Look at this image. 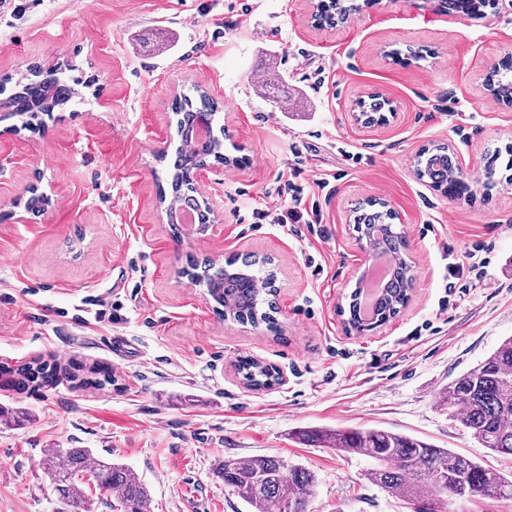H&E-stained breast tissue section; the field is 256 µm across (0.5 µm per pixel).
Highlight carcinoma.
Instances as JSON below:
<instances>
[{"mask_svg":"<svg viewBox=\"0 0 512 512\" xmlns=\"http://www.w3.org/2000/svg\"><path fill=\"white\" fill-rule=\"evenodd\" d=\"M321 8L313 20L319 24L340 20L347 10L336 7V0H318ZM490 7V0H448V9L478 14ZM76 71L66 64L53 70L31 69V77L15 83L6 94L0 85V112L23 119L31 128L39 115L50 113L82 97L85 82L65 74ZM494 85L501 97L512 99V76L494 72ZM196 97L183 95L172 111L178 116L181 144L169 173V224H178L177 214L189 210L194 222L207 223L208 202L194 196V173L213 162L223 163L224 141L212 129H203L201 118L215 121L218 106L201 86L193 87ZM416 174L445 189L451 198L460 197L465 187L448 147L437 144L419 152ZM389 211L372 210L354 216L357 229L373 238L374 246L393 256L395 268L379 303L376 317L386 320L397 313L411 288L410 265L404 256L403 236L389 224ZM190 279L204 285L217 305L216 311L236 322L278 326L273 316L272 295L275 272L270 262L257 257L233 258L220 265L207 261L193 263L186 271ZM237 371L254 388L276 383L274 368L254 359H242ZM59 380L57 367L46 362H29L19 367L0 365V390L42 389ZM439 405L448 409L450 419L467 429L485 448L512 456V336L504 339L486 358L472 366L444 388ZM300 440L323 443L340 454H357L372 461L365 478L388 495L419 504L415 512H447L450 499L485 496L512 501V475L485 468L473 459L448 448H437L408 435L384 428L329 429L305 431ZM53 493L55 512H88L84 476L103 492L115 494L120 512H150L151 496L147 483L127 466L110 460H95L87 448L50 449L44 459ZM224 484L251 508V512H310L317 487L316 474L301 464L278 456L259 455L224 461L220 471Z\"/></svg>","mask_w":512,"mask_h":512,"instance_id":"obj_1","label":"carcinoma"}]
</instances>
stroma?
<instances>
[{
	"mask_svg": "<svg viewBox=\"0 0 512 512\" xmlns=\"http://www.w3.org/2000/svg\"><path fill=\"white\" fill-rule=\"evenodd\" d=\"M317 0H6L0 79L76 64L81 103L27 130L0 118V363L40 358L55 386L0 391V512H52L51 448H88L145 479L151 512H248L219 475L224 460L280 456L318 479L310 512H413L364 478L358 455L297 440L301 431L386 428L503 474L448 418L439 392L512 336V107L486 74L512 65V0L479 17L430 0H364L315 28ZM204 86L220 106L224 152L200 189L212 221L172 227L158 201L160 152L179 145L171 102ZM384 100L387 123H356ZM447 145L475 194L449 200L418 178L422 148ZM300 168L304 207L323 234L239 222ZM43 212L22 210L30 194ZM386 202L406 240L411 298L385 325L347 333L369 250L353 211ZM453 258H446V248ZM488 264L448 296V261ZM255 254L277 269V331L226 321L184 271ZM112 309L110 320L94 313ZM122 339L124 352L112 351ZM276 368L247 387L243 357ZM98 387L71 382L88 368Z\"/></svg>",
	"mask_w": 512,
	"mask_h": 512,
	"instance_id": "1",
	"label": "stroma"
}]
</instances>
